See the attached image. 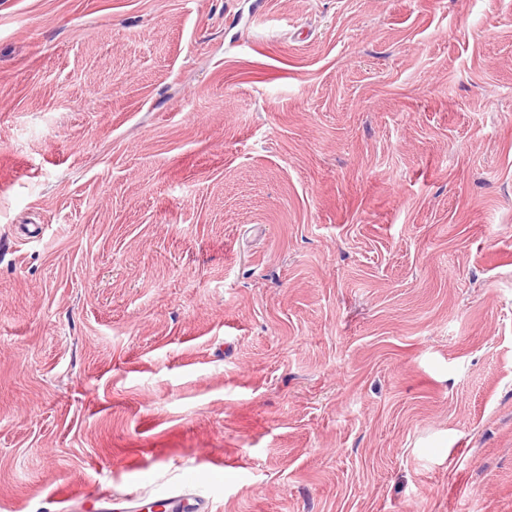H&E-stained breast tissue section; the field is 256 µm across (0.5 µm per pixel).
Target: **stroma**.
Segmentation results:
<instances>
[{
  "mask_svg": "<svg viewBox=\"0 0 512 512\" xmlns=\"http://www.w3.org/2000/svg\"><path fill=\"white\" fill-rule=\"evenodd\" d=\"M512 512V0H0V512ZM201 482L195 471L184 472L179 479V491L162 492L157 496L159 509L165 512H207V503L194 494Z\"/></svg>",
  "mask_w": 512,
  "mask_h": 512,
  "instance_id": "obj_1",
  "label": "stroma"
}]
</instances>
